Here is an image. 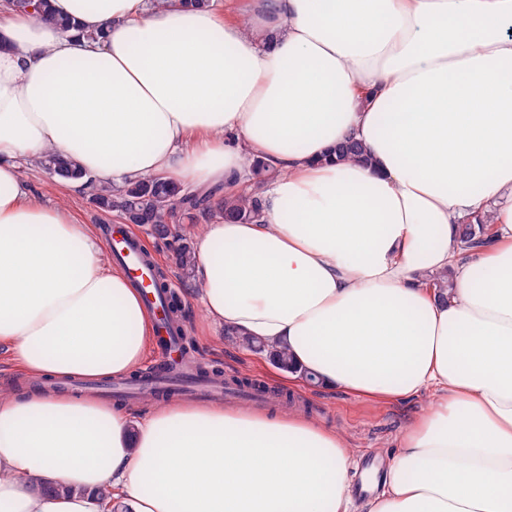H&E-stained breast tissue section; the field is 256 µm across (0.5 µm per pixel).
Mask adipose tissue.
I'll list each match as a JSON object with an SVG mask.
<instances>
[{"label":"adipose tissue","mask_w":512,"mask_h":512,"mask_svg":"<svg viewBox=\"0 0 512 512\" xmlns=\"http://www.w3.org/2000/svg\"><path fill=\"white\" fill-rule=\"evenodd\" d=\"M0 5V350L35 377L125 376L153 326L99 235L35 199L87 185L257 195L193 235L205 320L287 350L292 384L427 401L362 512H512V0ZM70 19L61 30L56 18ZM354 139L363 157L344 159ZM273 172L262 191L247 160ZM489 219L459 249V224ZM450 270L440 298L430 276ZM350 439L304 414L0 395V512H349Z\"/></svg>","instance_id":"1"}]
</instances>
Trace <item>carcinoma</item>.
Segmentation results:
<instances>
[{
	"mask_svg": "<svg viewBox=\"0 0 512 512\" xmlns=\"http://www.w3.org/2000/svg\"><path fill=\"white\" fill-rule=\"evenodd\" d=\"M48 0H8V6L30 10L37 18L48 16ZM39 165L50 175L62 180L78 176L74 164L56 153H47ZM91 203L105 214H113L127 224H148L153 234L176 243L177 264L183 277L193 265L192 225L202 219L216 217L253 221L260 216L257 198L242 199L217 186L193 195H181L178 189L160 177L137 179L117 192L94 188ZM487 224L470 222L458 225L457 242L466 248L486 242Z\"/></svg>",
	"mask_w": 512,
	"mask_h": 512,
	"instance_id": "cac0c4a2",
	"label": "carcinoma"
}]
</instances>
